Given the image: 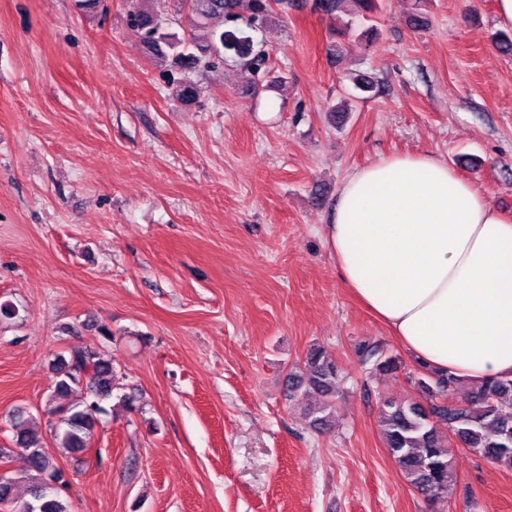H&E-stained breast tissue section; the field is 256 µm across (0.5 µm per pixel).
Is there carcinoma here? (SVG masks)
Returning <instances> with one entry per match:
<instances>
[{"mask_svg": "<svg viewBox=\"0 0 512 512\" xmlns=\"http://www.w3.org/2000/svg\"><path fill=\"white\" fill-rule=\"evenodd\" d=\"M180 11L192 17L190 34L178 39L165 32L163 10L144 8L133 0L128 13L133 27L140 31L143 43L162 56V46L174 51V60L183 69H194L213 58L230 53L245 74L253 93L259 90L261 73L268 54L257 47L254 34L263 30L270 16L288 14L299 8L297 0H177ZM353 6L352 15L365 21L380 12L379 0H313V10L335 17ZM198 29L210 30L204 41L196 37ZM56 379L54 393L69 396L81 392V398L53 408L58 416L52 427V445L71 454L85 451L90 444L98 416L106 413L102 403L112 398L115 379L112 362L92 347L72 348L60 354L53 364ZM339 368L336 361L318 348L310 350L303 371L286 380L288 397L312 400L310 427L319 433L331 428V410L336 400ZM424 403L382 401L379 425L386 448L408 482L428 502L443 498L451 478L446 441L454 438L462 447L505 469L512 470V380L494 379L471 385L461 401H448V393L464 385L451 373L428 374L415 380ZM26 456L30 483L23 500L15 495L14 483L0 477V512H71V504L62 487L50 480L62 477L50 448L31 428L20 430L13 439Z\"/></svg>", "mask_w": 512, "mask_h": 512, "instance_id": "1", "label": "carcinoma"}]
</instances>
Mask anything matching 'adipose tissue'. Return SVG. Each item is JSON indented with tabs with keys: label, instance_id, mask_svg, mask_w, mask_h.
<instances>
[{
	"label": "adipose tissue",
	"instance_id": "1",
	"mask_svg": "<svg viewBox=\"0 0 512 512\" xmlns=\"http://www.w3.org/2000/svg\"><path fill=\"white\" fill-rule=\"evenodd\" d=\"M326 242L341 284L420 365L512 379V215L430 154L394 155L341 184Z\"/></svg>",
	"mask_w": 512,
	"mask_h": 512
}]
</instances>
